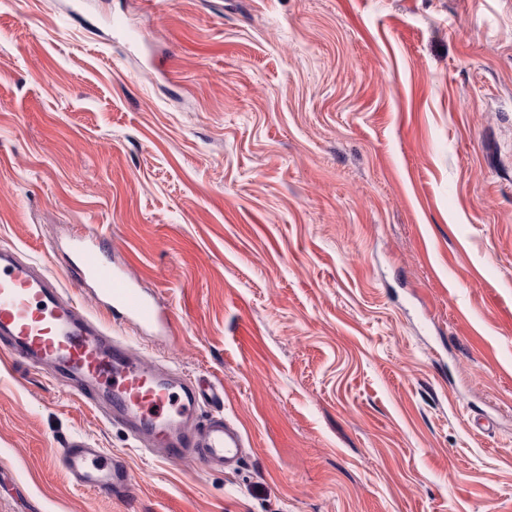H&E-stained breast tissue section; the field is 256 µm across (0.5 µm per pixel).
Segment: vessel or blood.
<instances>
[{"instance_id":"vessel-or-blood-1","label":"vessel or blood","mask_w":512,"mask_h":512,"mask_svg":"<svg viewBox=\"0 0 512 512\" xmlns=\"http://www.w3.org/2000/svg\"><path fill=\"white\" fill-rule=\"evenodd\" d=\"M72 270L97 303L121 322L170 332L165 310L103 254L101 246L75 236ZM0 336L28 367L63 375L71 394L97 398L111 420L128 426L147 448L176 461L231 467L241 461L245 437L236 423L216 411L199 416L201 403L223 404L224 391L206 382H184L134 352L107 324L91 316L39 265L0 250ZM59 460L78 485L117 494L131 481L125 465L108 461L86 440L73 439Z\"/></svg>"}]
</instances>
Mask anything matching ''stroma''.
<instances>
[{
	"label": "stroma",
	"mask_w": 512,
	"mask_h": 512,
	"mask_svg": "<svg viewBox=\"0 0 512 512\" xmlns=\"http://www.w3.org/2000/svg\"><path fill=\"white\" fill-rule=\"evenodd\" d=\"M83 2L0 0V248L100 316L103 240L247 451L169 461L0 345V512H512V0ZM59 461L75 483L93 491L111 495L121 493L131 481V473L124 464L109 462L84 439L68 441Z\"/></svg>",
	"instance_id": "1"
}]
</instances>
